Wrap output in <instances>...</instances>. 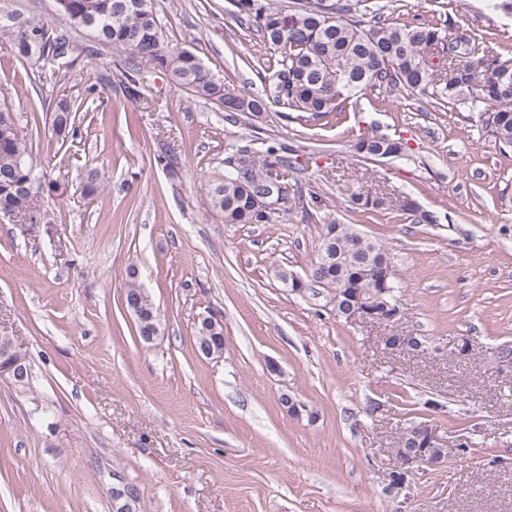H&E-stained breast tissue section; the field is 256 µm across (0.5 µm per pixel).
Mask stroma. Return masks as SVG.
I'll use <instances>...</instances> for the list:
<instances>
[{"label": "stroma", "instance_id": "obj_1", "mask_svg": "<svg viewBox=\"0 0 512 512\" xmlns=\"http://www.w3.org/2000/svg\"><path fill=\"white\" fill-rule=\"evenodd\" d=\"M390 21L450 20L512 58V15L489 0H378ZM165 42L224 83L270 92L260 36L233 0H152ZM125 53L99 45L60 72L18 61L0 43L5 103L32 141L52 221L0 215V331L27 354L30 384L0 379V512H512V150H500L465 105L366 91L340 119L270 102L229 123L215 103L148 72L124 89ZM80 105V131L59 143L44 126L60 99ZM403 141L402 158L366 161L363 135ZM265 139L295 153L301 187L321 202L285 203L269 224H227L204 183L230 146ZM175 158L174 168L158 155ZM106 186L81 193L88 169ZM377 181L387 199L349 200ZM433 214L416 224L407 208ZM352 224L381 244L402 281L405 314L390 325L338 317L323 297L283 287L277 266L307 277L323 222ZM160 312L150 343L123 305L126 275ZM224 325V354L200 355V317ZM421 354L386 351L401 333ZM472 344L470 357L454 348ZM277 371H270V364ZM289 394L314 411L296 419ZM448 448L389 487V454L410 420Z\"/></svg>", "mask_w": 512, "mask_h": 512}]
</instances>
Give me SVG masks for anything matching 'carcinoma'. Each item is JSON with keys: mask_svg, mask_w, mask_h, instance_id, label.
Masks as SVG:
<instances>
[{"mask_svg": "<svg viewBox=\"0 0 512 512\" xmlns=\"http://www.w3.org/2000/svg\"><path fill=\"white\" fill-rule=\"evenodd\" d=\"M130 0H65L57 12L59 24L52 25L34 16H26L0 0V41L10 45L20 61L49 65L59 71L70 69L80 55L94 52L91 46L79 52L61 48L71 31L88 30L94 40L134 60L125 72L126 93L139 95L144 72L158 69L171 81L194 96L223 106L224 119L237 123L239 117H260L268 103L261 96H250L234 85L226 84L208 70L192 51L173 47L161 38L152 0L145 6H127ZM237 17L243 24L256 28L261 45L277 54L272 75L273 94L290 108L306 112L314 119H325L342 111L341 105L353 95L375 88H385L399 95L403 92L427 93L437 105L469 103L479 109L478 121L487 135L503 148L512 147V58L504 59L481 46L477 38L459 35L448 23L420 20L399 24L386 19L382 7L369 0H292L284 7L275 0H233ZM93 19L96 27L86 28ZM41 36L40 45L29 40L33 33ZM435 52L445 65L429 63L428 53ZM49 132L57 141L76 137L75 113L66 100L59 101L52 113ZM365 160L396 158L405 155L403 143L374 133L356 144ZM251 162L244 174L237 169L224 170V176L210 181L207 197L210 209L222 216L226 224H268L276 209L263 213L253 209L250 196L241 183L257 190L278 178L284 194L273 202L290 199L297 190L296 160L281 156L272 146L256 138L247 146L235 149ZM103 174L90 169L82 183V193L91 196L103 189ZM43 183L35 174L32 143L14 123L0 126V209L24 216L32 224L47 219L48 212L36 207ZM358 209H379L384 197L369 190L350 197ZM334 250L338 258L326 267L312 262L311 282L319 286L324 297L342 307L347 296L358 293L367 298L384 300L383 291L401 293L397 273L384 279L393 265L376 241L362 235L350 224L331 221L326 225L318 255ZM126 298H135L141 307L154 310L150 295L141 290L135 273H129ZM213 343L215 356L224 353V330L221 324H199L196 345ZM421 421L407 425V433L395 441V461L402 464L413 455L422 463L446 453L444 448H428Z\"/></svg>", "mask_w": 512, "mask_h": 512, "instance_id": "cac0c4a2", "label": "carcinoma"}]
</instances>
